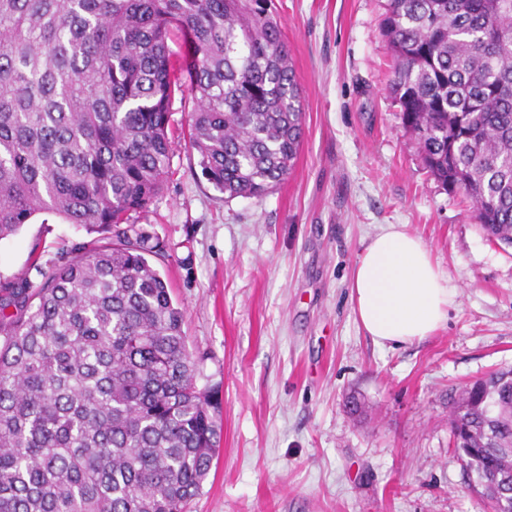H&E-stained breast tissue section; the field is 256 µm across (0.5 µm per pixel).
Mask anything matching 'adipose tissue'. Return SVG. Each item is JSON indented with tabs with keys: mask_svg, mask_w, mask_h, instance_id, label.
Returning a JSON list of instances; mask_svg holds the SVG:
<instances>
[{
	"mask_svg": "<svg viewBox=\"0 0 512 512\" xmlns=\"http://www.w3.org/2000/svg\"><path fill=\"white\" fill-rule=\"evenodd\" d=\"M355 312L381 346L408 344L433 334L448 319L456 288L422 240L402 225L376 234L351 277Z\"/></svg>",
	"mask_w": 512,
	"mask_h": 512,
	"instance_id": "obj_1",
	"label": "adipose tissue"
}]
</instances>
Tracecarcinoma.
Masks as SVG:
<instances>
[{"mask_svg":"<svg viewBox=\"0 0 512 512\" xmlns=\"http://www.w3.org/2000/svg\"><path fill=\"white\" fill-rule=\"evenodd\" d=\"M383 34L425 167L512 246V0H386ZM177 95L226 198L288 178L301 89L267 0H0V240L38 214L99 234L37 288L0 281V512H184L208 475L184 313L130 223L169 174ZM449 426L477 482L512 475V369Z\"/></svg>","mask_w":512,"mask_h":512,"instance_id":"carcinoma-1","label":"carcinoma"}]
</instances>
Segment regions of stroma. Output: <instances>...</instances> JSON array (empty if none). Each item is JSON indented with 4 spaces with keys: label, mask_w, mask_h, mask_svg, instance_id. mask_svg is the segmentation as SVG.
Wrapping results in <instances>:
<instances>
[{
    "label": "stroma",
    "mask_w": 512,
    "mask_h": 512,
    "mask_svg": "<svg viewBox=\"0 0 512 512\" xmlns=\"http://www.w3.org/2000/svg\"><path fill=\"white\" fill-rule=\"evenodd\" d=\"M386 0H271L302 91L288 178L225 199L197 152L137 219L221 438L188 512H492L449 443L454 395L512 368V248L425 169L389 93ZM388 224L423 240L458 295L425 339L379 346L357 319L352 269ZM56 217L0 240V279L40 285L91 241ZM364 405L351 414L349 397Z\"/></svg>",
    "instance_id": "1"
}]
</instances>
